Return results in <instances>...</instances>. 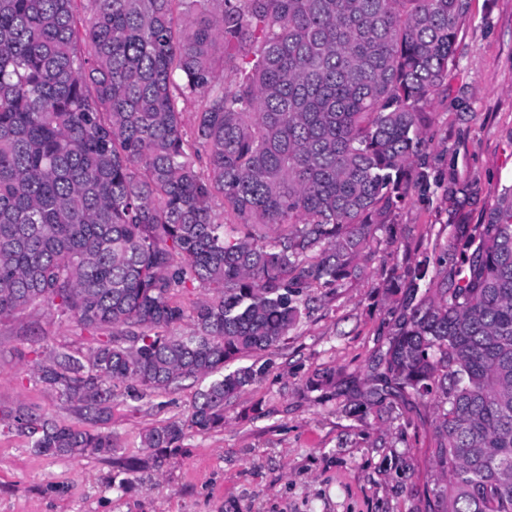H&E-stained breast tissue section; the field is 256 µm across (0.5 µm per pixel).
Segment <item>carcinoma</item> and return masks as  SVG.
I'll return each mask as SVG.
<instances>
[{
  "label": "carcinoma",
  "instance_id": "carcinoma-1",
  "mask_svg": "<svg viewBox=\"0 0 512 512\" xmlns=\"http://www.w3.org/2000/svg\"><path fill=\"white\" fill-rule=\"evenodd\" d=\"M468 8L0 0V320L46 306L109 335L34 372L92 427L26 405L0 421L38 455L134 471L101 428L116 386L143 397L213 375L142 446L223 428L265 370L234 362L275 351L309 291L359 278L377 231L440 184L424 131ZM189 284L216 296L187 308L173 292ZM386 287L407 292L367 400L432 410L434 512H512V186Z\"/></svg>",
  "mask_w": 512,
  "mask_h": 512
}]
</instances>
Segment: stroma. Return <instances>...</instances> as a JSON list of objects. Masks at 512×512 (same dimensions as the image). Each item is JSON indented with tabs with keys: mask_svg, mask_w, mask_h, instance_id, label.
Returning a JSON list of instances; mask_svg holds the SVG:
<instances>
[{
	"mask_svg": "<svg viewBox=\"0 0 512 512\" xmlns=\"http://www.w3.org/2000/svg\"><path fill=\"white\" fill-rule=\"evenodd\" d=\"M426 137L433 173L446 191L414 197L396 212L362 276L315 289L309 315L274 353L262 379L224 407V426L186 432L160 463L143 448L146 429L183 417L198 389L185 380L144 399L119 392L112 406L118 453L144 459L125 472L93 455L50 457L0 425V512H428L434 486L433 427L410 397L384 410L347 399L364 386L373 355L403 291L386 287L432 254L456 225L483 223L495 195L512 185V0H470L459 31L448 93L430 107ZM92 332L35 307L0 321V403L25 404L80 425L31 370L46 351H88ZM326 369L336 385L314 390Z\"/></svg>",
	"mask_w": 512,
	"mask_h": 512,
	"instance_id": "obj_1",
	"label": "stroma"
}]
</instances>
